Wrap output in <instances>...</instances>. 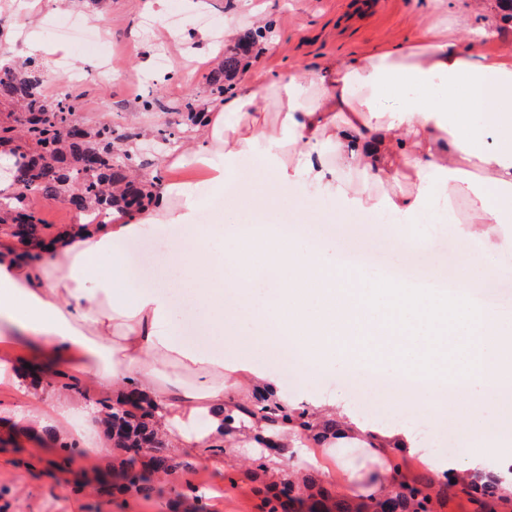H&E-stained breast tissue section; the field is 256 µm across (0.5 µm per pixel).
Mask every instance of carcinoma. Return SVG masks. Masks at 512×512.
I'll list each match as a JSON object with an SVG mask.
<instances>
[{"label":"carcinoma","instance_id":"carcinoma-1","mask_svg":"<svg viewBox=\"0 0 512 512\" xmlns=\"http://www.w3.org/2000/svg\"><path fill=\"white\" fill-rule=\"evenodd\" d=\"M242 59L236 54L224 57L221 69L207 76L210 94L224 97V80L240 70ZM42 65L34 57L13 60L0 66V100L14 105L13 120L0 123V147H14L18 137L31 146V162L12 170L16 186L13 201L6 204L12 212V234L20 242L38 241L47 224L26 204L29 195L38 193L60 200L80 213L97 216L112 208L130 210L138 207L151 184L137 181L131 175L132 158L119 152L115 142L125 139L112 125H89L80 115L84 94L71 89L62 96L49 97L43 89ZM103 422L110 431H117L115 444L122 452L120 464L132 466L148 457L147 465L156 474L172 472L177 463L164 452L165 443L143 407L126 409L108 400L100 402ZM501 478L483 470L469 472L461 492L477 503L482 512H495L501 494ZM317 479L311 475L301 482L283 476L274 495L275 504L269 512L298 506L301 512H438L448 497V484L432 491L426 475L408 480L400 464L392 467L390 489L360 503L333 496L324 489L312 491Z\"/></svg>","mask_w":512,"mask_h":512}]
</instances>
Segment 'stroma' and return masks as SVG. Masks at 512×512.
Returning a JSON list of instances; mask_svg holds the SVG:
<instances>
[{
  "label": "stroma",
  "instance_id": "35a3bbf8",
  "mask_svg": "<svg viewBox=\"0 0 512 512\" xmlns=\"http://www.w3.org/2000/svg\"><path fill=\"white\" fill-rule=\"evenodd\" d=\"M146 0H79L65 6L62 0H39L28 8L27 0H0V59L30 54V34H37L44 50L38 58L44 66L46 92H53L61 61H68L70 83L86 94L83 119L90 124L111 122L117 133L133 136L144 171L158 168L165 150L157 145L156 113L140 109L139 94L153 93L166 111L180 141L194 129L184 119L182 104L196 96L202 107L214 108L218 99L209 93L206 77L217 69L225 54L238 44L251 42L244 68L250 74L288 75L311 72L328 60L346 61L389 43H407L416 33L427 8L424 0H379L377 11L361 9L359 0H206L197 9L189 0H168L167 13L187 18L182 44L170 43L164 28L143 30L139 24ZM261 11L276 23L271 34L274 47L254 39L250 14ZM239 19L241 29L234 42L224 39V26ZM212 36L202 42L201 34ZM166 50L171 61L169 76L154 73V58ZM118 69V78L100 74L103 64ZM238 207L224 211L223 195L204 192L197 210L200 224H305L319 227L317 236L328 254L345 258L350 248L379 256L392 254L394 235L390 225L367 223L365 216L342 211L335 202L310 201L304 187L295 185L292 200L281 204L279 189L262 168L260 155L242 157L232 183ZM247 345H261L264 368L281 394L300 401L331 399L337 409L349 410L367 425L406 423L424 427L421 450L405 453L404 472L413 478L425 473V452L443 435L444 448H460L465 428L460 409H444L436 418L423 414L404 384L354 364L325 362L315 380L304 382L305 360L291 352L289 366H281L280 348L270 339L258 340L255 327L240 328ZM56 387L27 383L19 389L0 384V418H15L50 404ZM305 448H318L319 471L328 473L325 488L339 494L350 477L370 487L376 475L367 462L363 442L322 443L306 440ZM212 462L190 453L178 454L182 466L175 472L153 477L150 495L126 493L110 484L111 462H98L88 453L65 459L58 448L29 436L22 427L0 431V512H267L274 493V478L258 468L253 449L211 452Z\"/></svg>",
  "mask_w": 512,
  "mask_h": 512
}]
</instances>
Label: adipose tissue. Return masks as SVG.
<instances>
[{
	"label": "adipose tissue",
	"mask_w": 512,
	"mask_h": 512,
	"mask_svg": "<svg viewBox=\"0 0 512 512\" xmlns=\"http://www.w3.org/2000/svg\"><path fill=\"white\" fill-rule=\"evenodd\" d=\"M471 42L494 38V54L464 49L453 27L421 28L409 45H385L316 71L259 82L240 74L205 128L165 161L151 200L136 212L67 227L20 248L0 231V340H35V358L86 373L118 400L150 405L174 451L208 454L232 439L264 449L263 470L281 473L299 439L296 404L282 397L252 357L225 355L250 324L305 354L306 377L325 355L381 367L417 394L464 401L467 439L458 457L491 439L487 416L512 391V324L461 296L512 269L486 261L512 246V31L467 27ZM261 153L280 190L302 184L311 199L343 210L395 217L392 246L422 245L413 231L448 214L460 244L458 294L349 274L301 234L275 240L220 224H199L197 185L223 192L237 160ZM178 227L182 273L155 262L154 282L128 281L125 246L148 227ZM232 238L214 255L206 242ZM204 310L216 340L202 351L173 324V293ZM278 424L248 407L257 399ZM95 456L109 454L67 405L53 417Z\"/></svg>",
	"instance_id": "adipose-tissue-1"
}]
</instances>
